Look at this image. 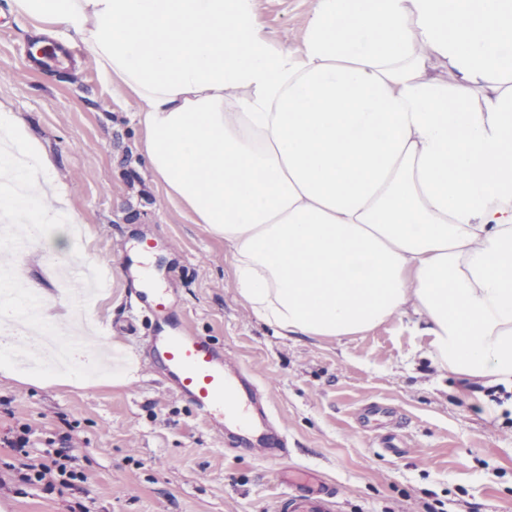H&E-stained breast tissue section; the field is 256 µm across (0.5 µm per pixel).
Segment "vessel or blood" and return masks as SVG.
<instances>
[{"label":"vessel or blood","mask_w":512,"mask_h":512,"mask_svg":"<svg viewBox=\"0 0 512 512\" xmlns=\"http://www.w3.org/2000/svg\"><path fill=\"white\" fill-rule=\"evenodd\" d=\"M135 304L152 318V356L173 392L189 402L203 423L257 442L268 440L271 421L261 392L248 371L229 364L210 337L192 330L176 313L171 294L156 287L149 272H139ZM289 494L281 496L278 512H338L335 490L313 472L297 475L280 470Z\"/></svg>","instance_id":"1"}]
</instances>
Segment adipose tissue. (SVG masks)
Returning <instances> with one entry per match:
<instances>
[{
	"mask_svg": "<svg viewBox=\"0 0 512 512\" xmlns=\"http://www.w3.org/2000/svg\"><path fill=\"white\" fill-rule=\"evenodd\" d=\"M12 7L136 99L147 168L257 319L411 317L440 370L512 391V0H312L288 47L257 0Z\"/></svg>",
	"mask_w": 512,
	"mask_h": 512,
	"instance_id": "obj_1",
	"label": "adipose tissue"
}]
</instances>
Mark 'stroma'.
I'll return each mask as SVG.
<instances>
[{
  "instance_id": "stroma-1",
  "label": "stroma",
  "mask_w": 512,
  "mask_h": 512,
  "mask_svg": "<svg viewBox=\"0 0 512 512\" xmlns=\"http://www.w3.org/2000/svg\"><path fill=\"white\" fill-rule=\"evenodd\" d=\"M275 44L299 43L311 0H257ZM38 21L0 0V108L34 140L60 186L73 228L55 229L15 270L61 330L89 325L135 364L126 385L40 380L0 371V512H277V466L242 453L168 390L146 352L131 302L130 263L147 261L177 311L247 367L270 397L288 462L333 485L340 512H512V398L462 394L397 318L341 338L284 336L237 293L223 239L167 195L140 154L136 103L105 80L80 43L56 36L55 56L31 65ZM96 263L106 288L70 299L62 254ZM29 424L30 459L46 462L70 436L81 490L22 482L3 439Z\"/></svg>"
}]
</instances>
